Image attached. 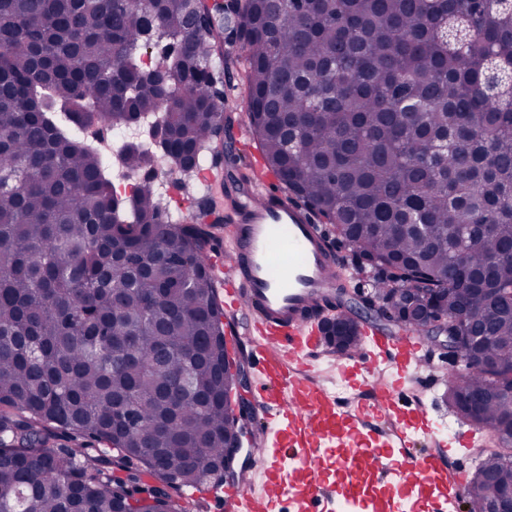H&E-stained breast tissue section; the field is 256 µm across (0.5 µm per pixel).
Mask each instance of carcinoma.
I'll return each mask as SVG.
<instances>
[{"mask_svg": "<svg viewBox=\"0 0 512 512\" xmlns=\"http://www.w3.org/2000/svg\"><path fill=\"white\" fill-rule=\"evenodd\" d=\"M188 6L0 0V512H189L185 489L224 485L208 210L163 222L148 178L117 198L83 131L153 117L164 149L125 144L122 168L199 142L195 175L240 64L266 168L369 274L365 303L460 337L448 404L493 437L463 492L481 512L512 486V0H251L234 58L221 5L192 34Z\"/></svg>", "mask_w": 512, "mask_h": 512, "instance_id": "1", "label": "carcinoma"}]
</instances>
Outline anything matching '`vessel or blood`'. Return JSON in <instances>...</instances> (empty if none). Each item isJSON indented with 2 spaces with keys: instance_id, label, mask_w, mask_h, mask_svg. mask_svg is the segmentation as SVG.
Segmentation results:
<instances>
[{
  "instance_id": "obj_1",
  "label": "vessel or blood",
  "mask_w": 512,
  "mask_h": 512,
  "mask_svg": "<svg viewBox=\"0 0 512 512\" xmlns=\"http://www.w3.org/2000/svg\"><path fill=\"white\" fill-rule=\"evenodd\" d=\"M237 207L233 240L212 269L229 333L262 376L255 400L271 446L264 493L243 483L218 490L221 512H400L406 499L453 512L465 461L415 451L414 434H431L432 421L424 405L404 399L407 380L432 363L423 338L360 323V347L345 356L341 373L367 397L345 407L307 364L324 348L312 311L335 293L343 270L323 226L257 166ZM331 456L336 483L324 476Z\"/></svg>"
}]
</instances>
